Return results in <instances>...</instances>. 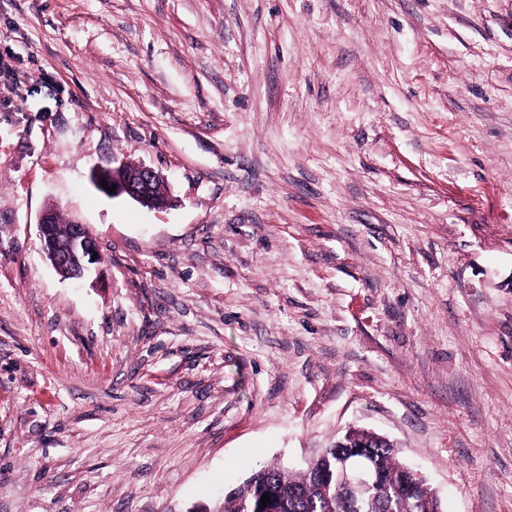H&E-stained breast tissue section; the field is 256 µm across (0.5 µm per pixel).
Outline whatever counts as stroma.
I'll list each match as a JSON object with an SVG mask.
<instances>
[{
    "label": "stroma",
    "instance_id": "35a3bbf8",
    "mask_svg": "<svg viewBox=\"0 0 512 512\" xmlns=\"http://www.w3.org/2000/svg\"><path fill=\"white\" fill-rule=\"evenodd\" d=\"M0 58V512H193L351 427L512 512V0H0ZM114 169L112 166V181L107 182L105 187L112 190V186L116 185V188L112 193L105 190L108 195L112 198L127 196L143 206L161 208V194L168 196L167 182L161 173L143 164L135 166L133 171L123 172L120 176L113 175ZM54 224L56 210L48 207L42 212L37 224L48 259L64 278H84L99 262L95 238L86 226L75 224L67 246L61 249L55 240ZM93 253H97L95 260H92Z\"/></svg>",
    "mask_w": 512,
    "mask_h": 512
}]
</instances>
